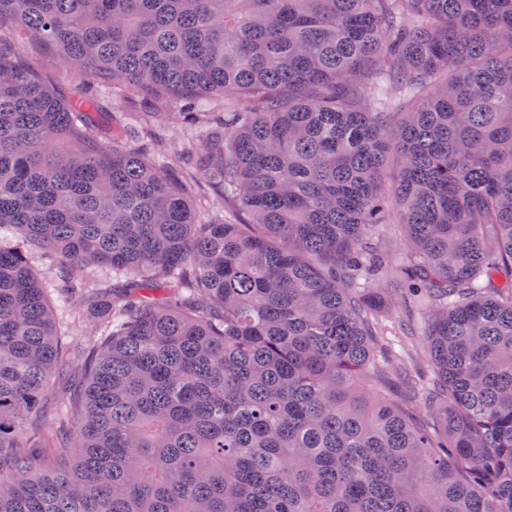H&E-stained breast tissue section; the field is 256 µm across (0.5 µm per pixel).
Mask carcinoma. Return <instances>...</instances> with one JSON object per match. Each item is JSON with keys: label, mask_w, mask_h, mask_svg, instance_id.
Wrapping results in <instances>:
<instances>
[{"label": "carcinoma", "mask_w": 512, "mask_h": 512, "mask_svg": "<svg viewBox=\"0 0 512 512\" xmlns=\"http://www.w3.org/2000/svg\"><path fill=\"white\" fill-rule=\"evenodd\" d=\"M3 24L224 124L179 181L124 147L152 120L0 48V512H512V0H0ZM395 279L420 414L375 352ZM60 375L47 468L27 422ZM60 318L74 343L79 344L91 336L90 318L79 316V314L73 316L68 312H61Z\"/></svg>", "instance_id": "1"}]
</instances>
